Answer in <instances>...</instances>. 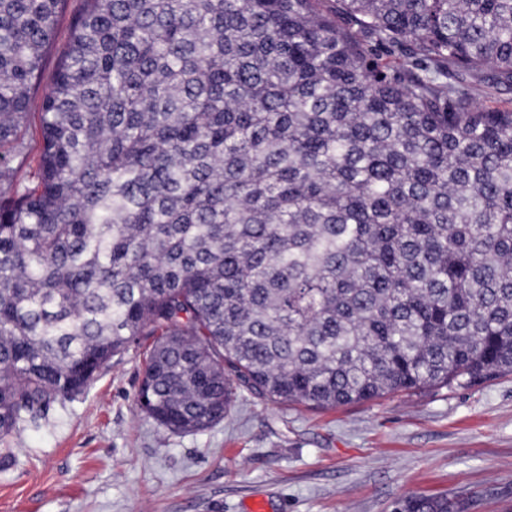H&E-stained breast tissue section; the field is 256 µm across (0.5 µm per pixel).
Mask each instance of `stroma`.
I'll return each mask as SVG.
<instances>
[{
    "instance_id": "stroma-1",
    "label": "stroma",
    "mask_w": 512,
    "mask_h": 512,
    "mask_svg": "<svg viewBox=\"0 0 512 512\" xmlns=\"http://www.w3.org/2000/svg\"><path fill=\"white\" fill-rule=\"evenodd\" d=\"M141 348L0 454V512H393L410 497L512 512V373L329 409L241 393L176 434L136 406Z\"/></svg>"
}]
</instances>
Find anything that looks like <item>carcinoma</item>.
I'll use <instances>...</instances> for the list:
<instances>
[{
  "label": "carcinoma",
  "instance_id": "obj_1",
  "mask_svg": "<svg viewBox=\"0 0 512 512\" xmlns=\"http://www.w3.org/2000/svg\"><path fill=\"white\" fill-rule=\"evenodd\" d=\"M66 2L0 0V441L147 339L182 434L512 371V0H84L39 94Z\"/></svg>",
  "mask_w": 512,
  "mask_h": 512
}]
</instances>
